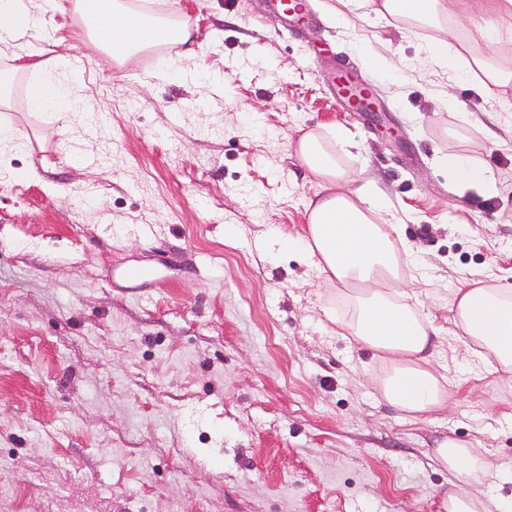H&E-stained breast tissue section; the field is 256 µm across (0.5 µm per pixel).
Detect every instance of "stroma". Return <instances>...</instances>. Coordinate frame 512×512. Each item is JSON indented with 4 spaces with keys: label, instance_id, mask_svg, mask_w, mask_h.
Masks as SVG:
<instances>
[{
    "label": "stroma",
    "instance_id": "35a3bbf8",
    "mask_svg": "<svg viewBox=\"0 0 512 512\" xmlns=\"http://www.w3.org/2000/svg\"><path fill=\"white\" fill-rule=\"evenodd\" d=\"M124 2L186 22L196 58L112 65L40 0L27 42L84 65L87 112L62 129L29 109L23 74L0 104V512H448L465 489L435 453L451 437L483 452L485 495L512 510V384L468 360L449 304L465 279L512 284V86L499 105L426 60L437 30L339 18L336 0H312L297 33L261 0ZM448 9L449 42L482 48L490 24L512 41V17ZM342 62L385 111L339 107ZM332 127L355 187L419 249L407 290L450 383L424 420L383 398L377 353L336 333L348 297L282 243L320 191L297 139ZM450 151L493 192L436 173ZM130 267L151 275L127 282Z\"/></svg>",
    "mask_w": 512,
    "mask_h": 512
}]
</instances>
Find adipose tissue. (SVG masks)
Returning a JSON list of instances; mask_svg holds the SVG:
<instances>
[{"mask_svg": "<svg viewBox=\"0 0 512 512\" xmlns=\"http://www.w3.org/2000/svg\"><path fill=\"white\" fill-rule=\"evenodd\" d=\"M86 0H73L72 10L80 14L86 34L102 50H109L114 32H129L124 47L132 55L151 47L152 33L171 31L178 44L188 43L187 25L150 19L125 7L122 0H102L104 22L86 14ZM337 14L359 8L390 18L444 29L448 19L447 0H337ZM10 0H0V56L12 60L9 71L0 72V90L7 89L19 73L39 66L34 52L25 49V24L11 16ZM487 52L476 53L468 46L449 47L447 39L427 42L426 52L437 64L455 65L465 61L467 71L482 75L485 94L512 85V42L487 38ZM34 109H55L65 123H72L84 107L74 86L62 83L59 73L47 72L36 94L27 98ZM344 132L330 128L310 130L296 142V154L324 191L310 202L307 233L302 242L306 257L324 275L325 285L349 287L355 307L352 320L340 321L344 335L354 337L370 349L383 353L389 370L378 384L384 399L422 418L446 408L449 395L446 377L431 364L427 349L431 326L403 289V268L411 264V252L394 238L393 225L384 222L385 205L375 196L351 189L352 177L338 161L334 144L345 143ZM439 171L466 187L492 191L484 169L471 156L449 152L436 156ZM453 321L468 356L483 361L489 372L502 382L512 381V289L484 280L467 281L452 292ZM442 463L459 481L462 493L448 496V512H489L479 489L484 470L481 453L472 445L451 438L437 450Z\"/></svg>", "mask_w": 512, "mask_h": 512, "instance_id": "adipose-tissue-1", "label": "adipose tissue"}]
</instances>
